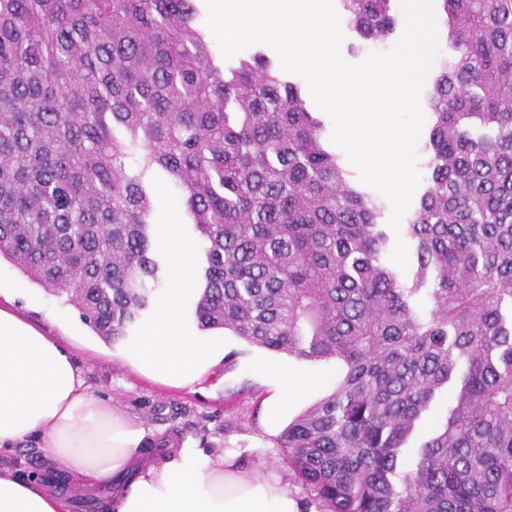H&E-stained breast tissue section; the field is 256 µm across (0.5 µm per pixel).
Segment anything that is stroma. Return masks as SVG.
Segmentation results:
<instances>
[{
  "mask_svg": "<svg viewBox=\"0 0 512 512\" xmlns=\"http://www.w3.org/2000/svg\"><path fill=\"white\" fill-rule=\"evenodd\" d=\"M153 222L157 228L174 225L179 237L195 253L206 243L183 220L181 192L158 181ZM0 286L9 288L14 308L47 335L65 344L78 362L92 393L111 409L140 423L147 431L145 446H193L217 457L230 454L247 469L260 475L280 477L289 492L300 500L308 493L282 459L278 438L288 417L270 420L269 388L258 375L261 359L279 362L290 372L323 379L320 388L293 402L290 415L332 391L338 370L332 363H305L251 344L234 335L226 337V358L213 368L195 390H172L140 377L95 336L81 321L77 308L65 299L32 284L9 262L0 260ZM24 474L48 481L63 498L67 512H102L112 489L96 484L76 485L66 475L50 476L39 441L30 440L8 458Z\"/></svg>",
  "mask_w": 512,
  "mask_h": 512,
  "instance_id": "35a3bbf8",
  "label": "stroma"
}]
</instances>
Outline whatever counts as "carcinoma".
I'll list each match as a JSON object with an SVG mask.
<instances>
[{"label":"carcinoma","mask_w":512,"mask_h":512,"mask_svg":"<svg viewBox=\"0 0 512 512\" xmlns=\"http://www.w3.org/2000/svg\"><path fill=\"white\" fill-rule=\"evenodd\" d=\"M338 2L364 39L393 32L392 0ZM437 2L454 58L426 96L408 284L302 86L262 52L224 72L195 0H0V259L128 339L169 275L162 173L207 243L198 328L344 369L279 438L321 512H512V0Z\"/></svg>","instance_id":"obj_1"}]
</instances>
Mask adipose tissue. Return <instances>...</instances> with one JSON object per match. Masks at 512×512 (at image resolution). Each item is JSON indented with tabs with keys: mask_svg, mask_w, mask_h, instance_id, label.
<instances>
[{
	"mask_svg": "<svg viewBox=\"0 0 512 512\" xmlns=\"http://www.w3.org/2000/svg\"><path fill=\"white\" fill-rule=\"evenodd\" d=\"M173 278L141 336L123 345L119 358L142 376L175 388H194L224 359V334L201 336L182 323L189 292L192 248L169 234ZM272 390V415L286 412L294 396L318 386L317 378L261 365ZM146 431L107 409L91 393L69 349L0 302V453L28 440L41 442L52 469L79 482L112 484L131 474L103 505L104 512H301L303 505L280 478L243 469L234 457L210 458L203 450L143 458ZM48 485L0 466V512H63Z\"/></svg>",
	"mask_w": 512,
	"mask_h": 512,
	"instance_id": "ef3b65f1",
	"label": "adipose tissue"
}]
</instances>
